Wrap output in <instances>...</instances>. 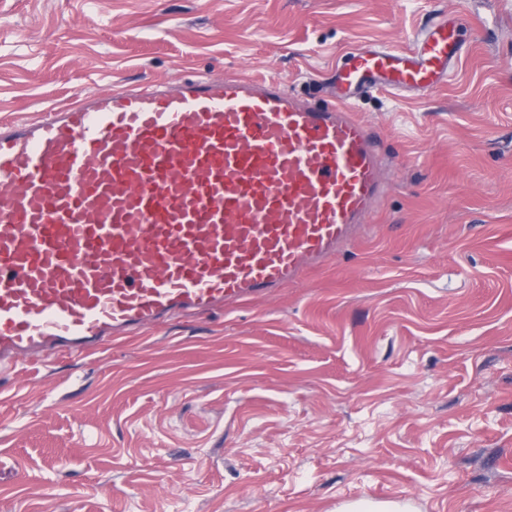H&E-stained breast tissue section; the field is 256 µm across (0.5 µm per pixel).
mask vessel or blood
<instances>
[{"instance_id":"vessel-or-blood-1","label":"vessel or blood","mask_w":512,"mask_h":512,"mask_svg":"<svg viewBox=\"0 0 512 512\" xmlns=\"http://www.w3.org/2000/svg\"><path fill=\"white\" fill-rule=\"evenodd\" d=\"M462 20L362 45L319 106L275 79L82 92L0 124V371L301 281L390 186L363 95L446 84Z\"/></svg>"}]
</instances>
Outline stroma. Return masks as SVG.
I'll return each instance as SVG.
<instances>
[{
  "label": "stroma",
  "instance_id": "1",
  "mask_svg": "<svg viewBox=\"0 0 512 512\" xmlns=\"http://www.w3.org/2000/svg\"><path fill=\"white\" fill-rule=\"evenodd\" d=\"M462 19L428 94L373 92L374 229L269 299L0 374V512H512V0H0V122L84 90L275 78Z\"/></svg>",
  "mask_w": 512,
  "mask_h": 512
}]
</instances>
